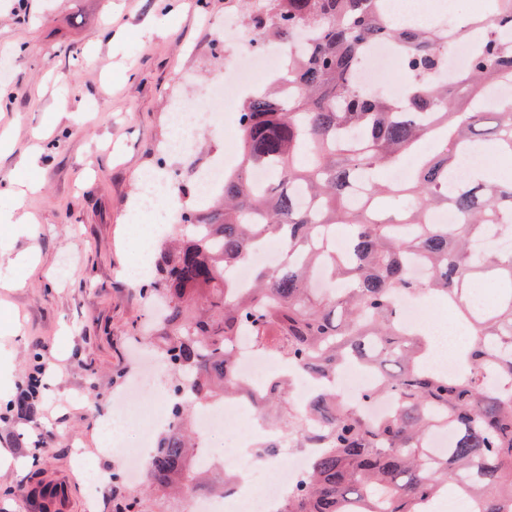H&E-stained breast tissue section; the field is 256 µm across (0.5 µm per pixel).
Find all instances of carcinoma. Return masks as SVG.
Wrapping results in <instances>:
<instances>
[{
  "mask_svg": "<svg viewBox=\"0 0 512 512\" xmlns=\"http://www.w3.org/2000/svg\"><path fill=\"white\" fill-rule=\"evenodd\" d=\"M384 0H267L249 12L263 45L288 44V69L269 90L245 99L237 129L246 167L201 209L181 212L173 240L161 246L144 296L158 310L150 329L172 376V428L160 437L146 473L156 491L221 492L197 463L195 404L236 395L237 337L280 357L289 374L269 384L260 416H274L288 447L312 448L307 475L288 491L282 512H432L448 494L477 500V512H512V249L474 250V243L512 228V181H454L460 159L484 139L512 156V111L489 112L487 95L512 87V0H496L467 65L445 82L438 71L457 37L436 25L398 24ZM398 49L408 75L403 100L356 91L351 82L369 45ZM416 158L405 182L381 184L382 168ZM263 166L254 184L247 168ZM367 193L356 204L360 174ZM410 206L386 220L378 199ZM449 208L453 224L428 213ZM350 226L341 255L330 246L336 225ZM282 245V263L253 273L238 288L236 266L263 243ZM423 265L424 280L410 261ZM494 275L499 296L473 311L463 299L473 275ZM435 296L456 308L474 336L450 375L427 366L422 329L400 321L397 297ZM377 375L368 402L387 395L393 412L371 418L345 402L336 375L348 365ZM503 386L492 385L488 372ZM317 388L299 413L287 399L291 377ZM455 433L435 453L428 434Z\"/></svg>",
  "mask_w": 512,
  "mask_h": 512,
  "instance_id": "carcinoma-1",
  "label": "carcinoma"
}]
</instances>
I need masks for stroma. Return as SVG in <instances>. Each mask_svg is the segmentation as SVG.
<instances>
[{
    "mask_svg": "<svg viewBox=\"0 0 512 512\" xmlns=\"http://www.w3.org/2000/svg\"><path fill=\"white\" fill-rule=\"evenodd\" d=\"M244 12L243 0H0V50L15 48L0 85V205L30 217L28 234L0 243V403L34 362L50 366L30 411L0 414V512H40L33 491L68 484L66 512H89L77 465L120 470L99 440L116 377L150 357L131 339L149 307L132 274L154 261L159 239L131 220L137 178L169 176L161 153L175 99L205 102L229 63L211 21ZM34 166H27V159ZM33 256L30 266L17 254ZM49 441L50 453L29 450Z\"/></svg>",
    "mask_w": 512,
    "mask_h": 512,
    "instance_id": "stroma-1",
    "label": "stroma"
}]
</instances>
